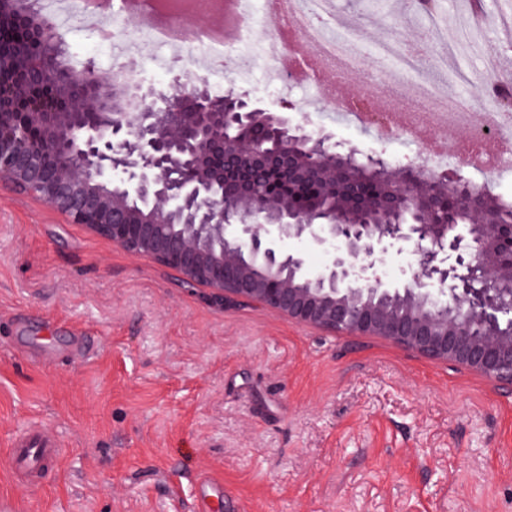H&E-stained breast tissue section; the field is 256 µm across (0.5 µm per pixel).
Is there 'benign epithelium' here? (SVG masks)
Here are the masks:
<instances>
[{"label":"benign epithelium","instance_id":"7a95c632","mask_svg":"<svg viewBox=\"0 0 512 512\" xmlns=\"http://www.w3.org/2000/svg\"><path fill=\"white\" fill-rule=\"evenodd\" d=\"M53 16L0 0V185L70 224L148 254L219 308L253 302L329 332L377 336L512 388V224L460 172L424 173L334 136L247 90L196 75L169 87L60 66ZM262 125L272 139L245 131ZM322 186L301 208L268 181ZM285 239L327 260L310 273ZM414 261L394 279L380 266Z\"/></svg>","mask_w":512,"mask_h":512}]
</instances>
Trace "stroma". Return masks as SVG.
I'll return each instance as SVG.
<instances>
[{"label": "stroma", "instance_id": "stroma-1", "mask_svg": "<svg viewBox=\"0 0 512 512\" xmlns=\"http://www.w3.org/2000/svg\"><path fill=\"white\" fill-rule=\"evenodd\" d=\"M487 49L512 73V10ZM360 46L417 40L419 16L387 0H334ZM112 15L64 27L70 51L110 72L102 28ZM445 28L432 53L444 88L478 100L482 51L454 48ZM485 48V49H486ZM233 57L211 75L268 101L264 67L238 82ZM317 103L306 116L357 149L416 154L426 125L387 143ZM33 425L61 443L54 472L12 477L13 435ZM224 481L228 512H512V390L430 361L385 339L323 331L258 304L212 306L151 257L70 224L40 201L0 187V501L29 512H200L198 484Z\"/></svg>", "mask_w": 512, "mask_h": 512}]
</instances>
